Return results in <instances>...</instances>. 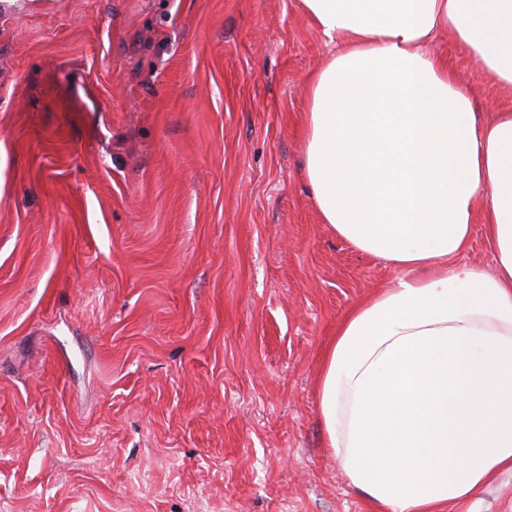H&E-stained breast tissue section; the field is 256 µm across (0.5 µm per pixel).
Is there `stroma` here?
I'll return each instance as SVG.
<instances>
[{
  "mask_svg": "<svg viewBox=\"0 0 512 512\" xmlns=\"http://www.w3.org/2000/svg\"><path fill=\"white\" fill-rule=\"evenodd\" d=\"M328 53L296 0H0V512H371L315 390L397 272L302 177Z\"/></svg>",
  "mask_w": 512,
  "mask_h": 512,
  "instance_id": "stroma-1",
  "label": "stroma"
}]
</instances>
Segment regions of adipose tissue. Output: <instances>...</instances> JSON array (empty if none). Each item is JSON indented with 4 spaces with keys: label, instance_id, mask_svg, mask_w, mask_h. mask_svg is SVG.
Here are the masks:
<instances>
[{
    "label": "adipose tissue",
    "instance_id": "adipose-tissue-1",
    "mask_svg": "<svg viewBox=\"0 0 512 512\" xmlns=\"http://www.w3.org/2000/svg\"><path fill=\"white\" fill-rule=\"evenodd\" d=\"M297 3L331 48L303 177L323 223L400 272L326 350V445L374 512H442L512 475V107L482 119L429 46L512 89V0ZM478 204L490 272L460 260Z\"/></svg>",
    "mask_w": 512,
    "mask_h": 512
}]
</instances>
